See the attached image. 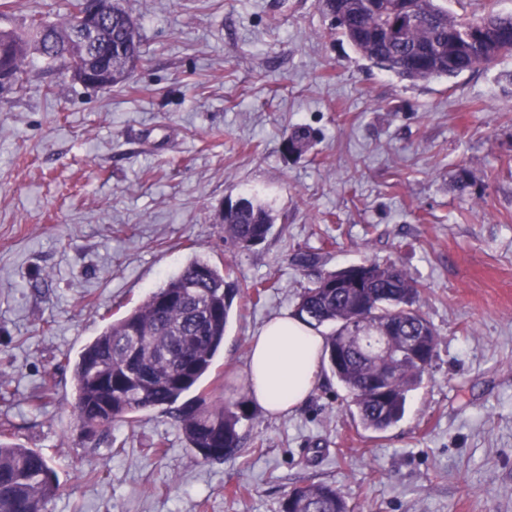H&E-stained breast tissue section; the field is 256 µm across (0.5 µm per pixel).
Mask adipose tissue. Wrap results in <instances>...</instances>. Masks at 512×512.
<instances>
[{
	"label": "adipose tissue",
	"mask_w": 512,
	"mask_h": 512,
	"mask_svg": "<svg viewBox=\"0 0 512 512\" xmlns=\"http://www.w3.org/2000/svg\"><path fill=\"white\" fill-rule=\"evenodd\" d=\"M324 345L323 336L295 313L271 318L248 356L254 403L273 415L302 405L318 381Z\"/></svg>",
	"instance_id": "obj_1"
}]
</instances>
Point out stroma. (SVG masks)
Masks as SVG:
<instances>
[{
  "label": "stroma",
  "mask_w": 512,
  "mask_h": 512,
  "mask_svg": "<svg viewBox=\"0 0 512 512\" xmlns=\"http://www.w3.org/2000/svg\"><path fill=\"white\" fill-rule=\"evenodd\" d=\"M121 4L143 49L126 83L37 63L0 89V432L51 459L47 512H281L318 483L352 512H512V56L412 83L331 32L317 0ZM68 9L9 0L0 29ZM297 125L316 134L300 156L283 150ZM242 196L274 227L233 254L217 216ZM195 257L232 263L239 286L202 389L246 402L241 452L203 458L158 409L86 437L71 361ZM362 262L416 280L437 332L403 418L363 431L326 368L300 407L267 415L242 388L254 336Z\"/></svg>",
  "instance_id": "obj_1"
}]
</instances>
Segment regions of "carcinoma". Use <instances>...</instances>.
I'll return each mask as SVG.
<instances>
[{
  "label": "carcinoma",
  "instance_id": "carcinoma-1",
  "mask_svg": "<svg viewBox=\"0 0 512 512\" xmlns=\"http://www.w3.org/2000/svg\"><path fill=\"white\" fill-rule=\"evenodd\" d=\"M419 21L403 25L390 37L393 23L380 0H318L329 29L342 35L371 64L411 82L457 76L496 62L512 52V14L489 11L458 16L438 0H413ZM131 16L112 4L105 33L112 46L97 51L93 68L105 72L110 49H122L124 61L103 78L102 88L125 83L143 57L141 41L128 32ZM482 21L487 38L448 53V37ZM78 9L56 22L33 19L17 30H0V84L23 85L29 59L56 67L60 58L84 63L88 50L73 38ZM284 138L298 152L313 139L306 127H293ZM224 247L248 250L273 228L271 211L249 198L222 210ZM233 271L204 258L190 260L181 271L124 317L110 323L79 353L73 364L77 423L93 437L118 418L132 420L150 409L168 410L196 389L223 347L233 299L238 293ZM420 290L395 265L361 263L329 272L300 296L297 315L316 328L332 327L325 338L324 359L346 392V409L366 430L381 432L399 422L408 393L420 385L437 353V333L420 312ZM404 337L401 357L391 351L367 355L354 335ZM248 417L245 402H206L199 394L180 410L186 440L206 459L232 457L241 449L240 422ZM58 484L47 457L33 448L0 441V512H42L56 496ZM282 512H350L342 490L319 483L293 488Z\"/></svg>",
  "mask_w": 512,
  "mask_h": 512
}]
</instances>
